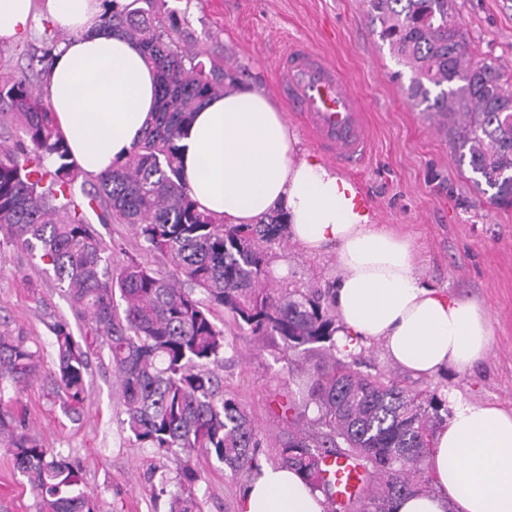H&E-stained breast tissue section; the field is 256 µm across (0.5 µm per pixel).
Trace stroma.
<instances>
[{
	"mask_svg": "<svg viewBox=\"0 0 512 512\" xmlns=\"http://www.w3.org/2000/svg\"><path fill=\"white\" fill-rule=\"evenodd\" d=\"M35 17L17 39L0 42V65L15 67L22 52L40 44L47 15L45 0H35ZM475 52L497 59L512 72V0H456ZM188 43L208 49L242 75L246 86L264 90L277 107L284 100L275 87L279 53L295 39L325 52L360 94L371 114L374 136L370 159L351 171L378 223L408 234L421 257L422 279L429 285L471 298L485 309L492 336L486 358L467 371L453 368L431 377H415L394 364L381 343L356 351L361 371L385 373L439 394L456 391L475 404L512 407V209L491 208L474 187L470 168L459 160L457 143L441 120L423 112L404 93L411 75L373 34L366 0H168ZM97 233L114 260L144 256L140 241L126 224H100ZM147 257V256H144ZM162 275L170 261L147 257ZM274 288H327L338 275L335 250L306 254L285 241L272 252ZM215 322L234 350L224 355V391L240 400L263 433L260 465H277L278 448L291 423L278 407L296 399V421L307 427L313 409L304 407V381L322 358L318 346L286 350L280 340L250 338L232 318L215 311ZM67 298L39 259L0 248V318L35 342L44 364L54 358L51 324L72 319ZM90 390L81 420L71 421L45 395L42 380L29 383L22 405L42 443L79 464L88 488L97 496L98 512H169L167 497L152 486L167 482L176 489L180 462L141 447L121 424V387L108 358H92ZM193 465L203 479L194 488L201 512H238L248 472L231 475L214 457L197 452ZM36 496L0 447V512H36Z\"/></svg>",
	"mask_w": 512,
	"mask_h": 512,
	"instance_id": "35a3bbf8",
	"label": "stroma"
}]
</instances>
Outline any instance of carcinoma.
Masks as SVG:
<instances>
[{"label":"carcinoma","instance_id":"cac0c4a2","mask_svg":"<svg viewBox=\"0 0 512 512\" xmlns=\"http://www.w3.org/2000/svg\"><path fill=\"white\" fill-rule=\"evenodd\" d=\"M104 2V27L138 45L153 66L158 103L129 157L94 176L82 199L74 183L84 173L42 90L56 27L43 22L42 47L26 50L24 67L0 69V122L10 118L24 133L21 142L0 144V247L25 250L53 272L80 331L74 336L65 319L52 325L47 397L80 419L90 358L108 351L121 382L122 425L156 455L182 458V493L170 498L169 512H199L192 489L202 476L193 455L204 449L236 474L259 469L262 445L258 426L238 399L224 395L216 373L230 347L212 321L220 308L240 329L278 338L288 350L327 344L329 360L305 383L317 430L288 431L279 463L322 492L329 512H393L398 497L429 488L426 460L448 416L447 399L336 358L329 289L268 287L269 254L287 238L285 213L226 224L200 208L180 172L179 141L194 112L239 77L208 51L186 46L166 0H133L135 8ZM366 14L411 72L408 99L448 123L488 203L512 208V73L475 53L456 0H367ZM91 213L101 224L130 225L141 250L168 257L175 275L132 256L114 262ZM41 370L40 350L0 323V444L37 491V512H97L81 469L29 431L17 395ZM341 459L362 485L339 504L332 473Z\"/></svg>","mask_w":512,"mask_h":512}]
</instances>
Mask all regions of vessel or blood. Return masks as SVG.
Listing matches in <instances>:
<instances>
[{
  "mask_svg": "<svg viewBox=\"0 0 512 512\" xmlns=\"http://www.w3.org/2000/svg\"><path fill=\"white\" fill-rule=\"evenodd\" d=\"M276 89L327 158L349 170L363 165L370 149L369 115L331 60L306 43H289L279 57Z\"/></svg>",
  "mask_w": 512,
  "mask_h": 512,
  "instance_id": "obj_1",
  "label": "vessel or blood"
}]
</instances>
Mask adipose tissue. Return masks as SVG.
Masks as SVG:
<instances>
[{
    "mask_svg": "<svg viewBox=\"0 0 512 512\" xmlns=\"http://www.w3.org/2000/svg\"><path fill=\"white\" fill-rule=\"evenodd\" d=\"M71 39L45 82L59 131L85 173L123 162L152 118L155 78L139 48L100 28L101 0H46ZM180 144L182 176L199 206L230 224L281 210L306 253L335 246L336 345L381 342L390 359L423 375L472 368L487 354L489 321L475 302L424 282L413 240L377 223L360 189L311 155L260 90L210 98ZM452 415L430 454L434 489L395 500L393 512H512V408L449 395ZM239 512H327L324 496L290 469L266 466Z\"/></svg>",
    "mask_w": 512,
    "mask_h": 512,
    "instance_id": "ef3b65f1",
    "label": "adipose tissue"
}]
</instances>
